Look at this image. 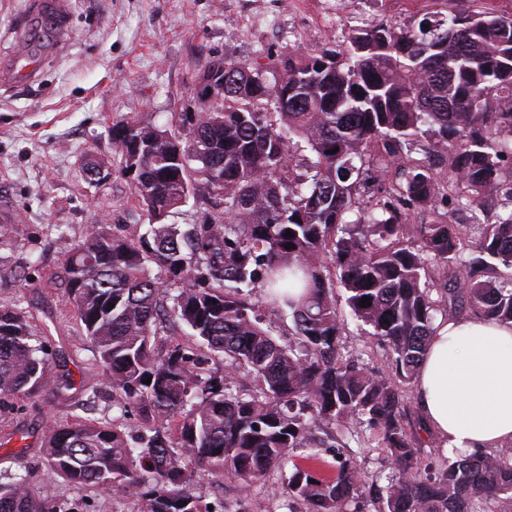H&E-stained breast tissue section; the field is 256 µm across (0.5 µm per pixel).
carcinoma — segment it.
I'll use <instances>...</instances> for the list:
<instances>
[{
    "instance_id": "cac0c4a2",
    "label": "carcinoma",
    "mask_w": 512,
    "mask_h": 512,
    "mask_svg": "<svg viewBox=\"0 0 512 512\" xmlns=\"http://www.w3.org/2000/svg\"><path fill=\"white\" fill-rule=\"evenodd\" d=\"M224 68L235 78L210 112L171 128L112 123L118 173L147 223L133 238L87 229L64 266L116 415L48 428L44 463L71 484L134 496L138 512H210L194 470L245 490L295 451L320 462L331 439L350 436L386 453L375 512H512V445L433 465L405 402L456 303L512 322V18L458 10L375 24L339 51L293 49L270 69L226 57ZM497 196L503 213L489 222ZM191 198L211 210L167 223ZM412 209L432 223H410ZM453 211L468 221L447 222ZM256 288L290 315L296 345L264 327ZM338 288L387 347L386 368L341 351ZM186 328L188 341L167 337ZM216 356L220 373L206 367ZM50 365L26 311L1 304L0 399L59 389ZM241 370L249 393L233 390ZM362 487L347 460L331 477L296 465L286 484L304 512H362ZM0 512L68 510L16 475L0 482Z\"/></svg>"
}]
</instances>
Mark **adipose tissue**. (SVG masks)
Masks as SVG:
<instances>
[{
	"mask_svg": "<svg viewBox=\"0 0 512 512\" xmlns=\"http://www.w3.org/2000/svg\"><path fill=\"white\" fill-rule=\"evenodd\" d=\"M415 392L446 453L512 443V325L479 318L440 324Z\"/></svg>",
	"mask_w": 512,
	"mask_h": 512,
	"instance_id": "adipose-tissue-1",
	"label": "adipose tissue"
}]
</instances>
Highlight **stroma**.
<instances>
[{"instance_id":"1","label":"stroma","mask_w":512,"mask_h":512,"mask_svg":"<svg viewBox=\"0 0 512 512\" xmlns=\"http://www.w3.org/2000/svg\"><path fill=\"white\" fill-rule=\"evenodd\" d=\"M61 25L47 23L48 0H0V200L20 214L10 243L0 245V303L21 301L32 334L46 342L52 376L71 388L50 389L0 404V479L17 474L77 512H137L132 496L109 487L73 488L46 467L44 432L72 415L112 412V390L95 364L65 293L63 263L91 225L128 235L145 218L129 184L113 175L102 185L83 172L88 160L116 166L113 120L178 123L199 112L196 86L205 66L230 55L276 63L296 47L342 46L369 24H416L424 14L470 8V0H64ZM36 61L23 82L3 78L20 52ZM95 403H88L90 389ZM318 474L331 476L338 459L364 476L365 512H374V478L385 455L349 441L327 449ZM299 456L241 492L236 479L194 475L204 503L226 512H288L284 485Z\"/></svg>"}]
</instances>
